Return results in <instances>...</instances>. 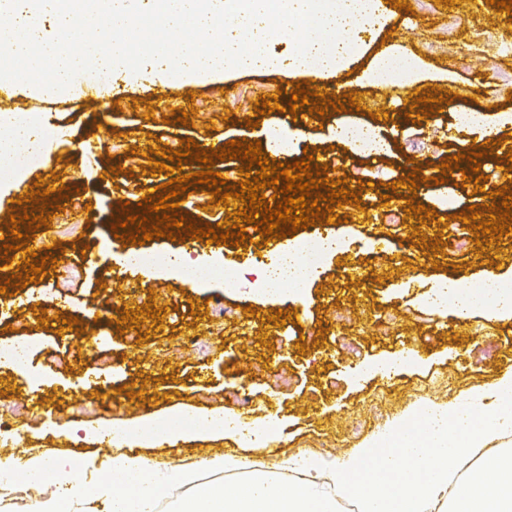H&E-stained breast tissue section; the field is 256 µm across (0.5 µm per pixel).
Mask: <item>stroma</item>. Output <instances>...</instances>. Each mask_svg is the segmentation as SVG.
I'll list each match as a JSON object with an SVG mask.
<instances>
[{"label":"stroma","mask_w":512,"mask_h":512,"mask_svg":"<svg viewBox=\"0 0 512 512\" xmlns=\"http://www.w3.org/2000/svg\"><path fill=\"white\" fill-rule=\"evenodd\" d=\"M407 2L410 11L393 13L391 35L364 33L353 63L338 74L340 93L357 90L368 110L339 113L325 106L323 116L310 123L307 139L292 142L287 154L275 160H301L308 148L314 149L317 161L336 158L340 151L326 140L325 126L369 122L371 112L383 103L408 112L418 91L435 85L445 89L450 102L442 112L397 127L390 156L345 166L349 185L366 180L361 200L375 221L350 223L353 210L346 204L338 210L342 222L315 224V231L333 236L337 246L327 252L299 301L253 289L252 270L274 260L260 248L254 226H247L248 242L239 247L191 237L153 242L181 260L240 267L243 276L235 288L218 282L191 288L168 269H130L123 280H114L109 254L120 241L102 230L123 208L141 213L143 187L166 183V174L146 168L156 147L177 150L182 140L207 134L227 142H257L289 121V98L281 93L278 72L229 70L186 83L169 99V109L178 113L189 107L193 113L186 123L168 124L162 113H149L139 98L144 89L161 88L150 63L152 48L140 43L127 62L135 76L127 98H118L114 82L85 81L81 93L30 101V111L58 127L59 134L37 164L0 181V213L14 210L16 201L36 184L49 186L61 208L54 211L51 226L37 229L34 236L49 246L61 243L62 261L79 266L82 276L64 288L59 279L41 274L27 287L12 289V316L0 319V342L18 337L30 351L26 377H17L11 364L0 361V405L23 399L38 406L12 419V432L0 435L1 459L14 448V431L23 425L29 429L30 447L54 448L79 461L95 449L91 435L102 425L129 427L172 407L195 411L220 406L245 430L267 418L278 423L268 446L258 452L260 466L301 451L329 458L363 444L410 408L428 402L454 405L498 374L512 371L511 319L475 311L461 325L455 316H438L430 306L439 281L485 278L488 269L479 260L475 231L468 224L449 222L440 237L444 247L435 254L439 266L428 269L421 244L438 238L429 224L414 234L409 222L387 221L382 204L383 187L398 179L401 158H427L438 165L461 147L487 146L477 132L450 125V113L512 111V83L501 79L502 74L512 75V53L500 52L502 44H512V16L491 4L471 14L444 6L442 0ZM447 28L453 31L457 52L432 47ZM394 43L403 44L425 69L443 73V80L404 88L375 80L360 84L374 56ZM95 94L104 122L89 134L83 121L93 107L86 98ZM190 94L195 101L188 105L184 99ZM270 95L277 96L280 110L256 116V102ZM254 117L259 120L255 128L247 124ZM116 165L122 174H113ZM453 177L455 186L429 185L418 204L433 210L446 206L452 217L467 209L473 190L459 187L462 172ZM63 185L69 189L64 199L59 196ZM211 201L207 185H192L180 196L177 213L200 227L223 223L227 207L212 206ZM379 234L387 245L376 243ZM35 297L48 304L47 322H40L33 310ZM149 302L166 308L161 321L143 315L135 328L118 331L112 304L130 310ZM220 306L226 311L223 335L209 340L210 354L199 355L186 344L189 325L197 317L211 321ZM279 310L294 315V322L281 327L271 323L270 315ZM71 316L78 318V327L62 334L61 321ZM84 332L91 336L93 349L110 355V365L99 364L93 350H85L80 338ZM177 344L182 350L176 357L171 349ZM230 390L245 392L248 404L225 401ZM240 446L234 436L192 435L174 446L157 442L153 454L167 463L176 448L193 456Z\"/></svg>","instance_id":"35a3bbf8"}]
</instances>
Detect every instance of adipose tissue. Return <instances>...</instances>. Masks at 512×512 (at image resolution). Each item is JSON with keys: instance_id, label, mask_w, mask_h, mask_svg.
Here are the masks:
<instances>
[{"instance_id": "adipose-tissue-1", "label": "adipose tissue", "mask_w": 512, "mask_h": 512, "mask_svg": "<svg viewBox=\"0 0 512 512\" xmlns=\"http://www.w3.org/2000/svg\"><path fill=\"white\" fill-rule=\"evenodd\" d=\"M72 13L66 0H25L0 25L22 33L10 51L14 67L0 71V84L15 82L20 69L37 65L44 71L41 91L52 96L71 89L80 69L98 67L93 46L110 43L115 74L124 70L122 25L127 10L112 0H80ZM270 0H151L154 23L144 31L158 45L157 61L170 85L189 76L225 66L240 70L265 68L292 78L307 72L316 80L336 75L347 57L344 49L328 50V38L371 26L385 28L381 0H281L285 22L308 21L309 29L293 35V50L280 59L264 52L271 31L264 19ZM57 19V38L41 39L47 14ZM203 35L207 46L187 49L185 32ZM68 41L73 51L64 52ZM260 291L298 293L312 276L294 249L281 253L278 266L253 272ZM431 307L469 313L483 309L495 318L512 316V291L473 295L456 280L439 285ZM169 441L185 434L237 433L223 408L196 413L168 411L137 425L139 449L114 445L106 456H93L74 466L54 451L24 452L8 463L15 476L10 495L0 494V512H159L170 490L184 489L172 512H338L340 501H353L355 512H512V373L499 376L453 407L426 405L391 420L361 447L325 461L298 453L279 461L288 481L258 467L255 453L266 435L251 432L238 452L206 453L194 459L159 464L150 455L158 426ZM242 474L239 482L202 483V473Z\"/></svg>"}]
</instances>
